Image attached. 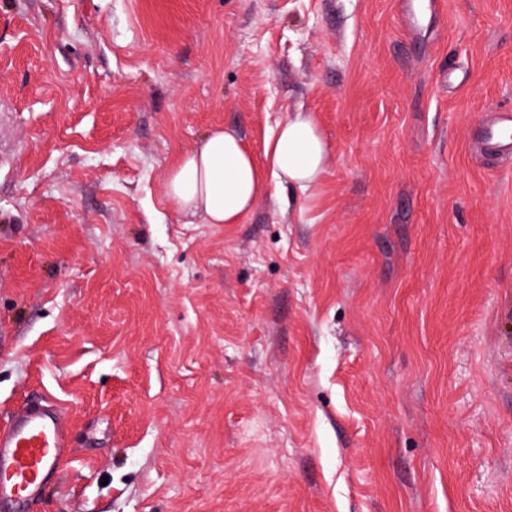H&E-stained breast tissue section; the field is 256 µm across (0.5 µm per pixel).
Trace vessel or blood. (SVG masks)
I'll use <instances>...</instances> for the list:
<instances>
[{
  "instance_id": "obj_1",
  "label": "vessel or blood",
  "mask_w": 512,
  "mask_h": 512,
  "mask_svg": "<svg viewBox=\"0 0 512 512\" xmlns=\"http://www.w3.org/2000/svg\"><path fill=\"white\" fill-rule=\"evenodd\" d=\"M478 139L490 152L512 159V112L501 111L481 127ZM71 450L68 422L53 407L24 408L0 427V512H27Z\"/></svg>"
}]
</instances>
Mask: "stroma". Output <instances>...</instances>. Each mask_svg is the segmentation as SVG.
<instances>
[{"label": "stroma", "instance_id": "35a3bbf8", "mask_svg": "<svg viewBox=\"0 0 512 512\" xmlns=\"http://www.w3.org/2000/svg\"><path fill=\"white\" fill-rule=\"evenodd\" d=\"M0 0V424L62 409L30 512H512V0ZM305 192L166 181L299 105ZM328 142L314 112L301 108L264 143V162L233 130L214 129L170 170L166 194L185 216L207 224H239L264 196L270 181L307 191L326 171ZM512 109L500 112L491 124L478 130L477 139L490 152L500 155L505 161L512 158Z\"/></svg>", "mask_w": 512, "mask_h": 512}]
</instances>
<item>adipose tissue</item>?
<instances>
[{"label":"adipose tissue","mask_w":512,"mask_h":512,"mask_svg":"<svg viewBox=\"0 0 512 512\" xmlns=\"http://www.w3.org/2000/svg\"><path fill=\"white\" fill-rule=\"evenodd\" d=\"M328 142L314 112L299 109L279 124L255 155L233 130L215 129L170 170L166 194L186 216L209 224H238L269 183L307 191L326 171Z\"/></svg>","instance_id":"1"}]
</instances>
